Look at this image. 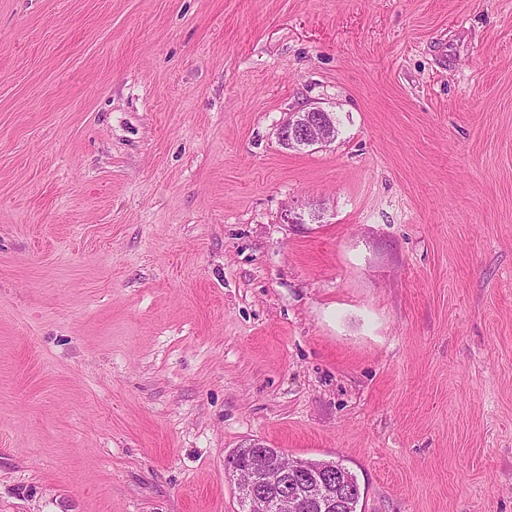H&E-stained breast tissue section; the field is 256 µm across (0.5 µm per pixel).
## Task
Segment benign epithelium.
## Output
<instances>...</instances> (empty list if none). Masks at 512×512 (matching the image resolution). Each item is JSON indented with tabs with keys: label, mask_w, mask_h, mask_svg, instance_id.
<instances>
[{
	"label": "benign epithelium",
	"mask_w": 512,
	"mask_h": 512,
	"mask_svg": "<svg viewBox=\"0 0 512 512\" xmlns=\"http://www.w3.org/2000/svg\"><path fill=\"white\" fill-rule=\"evenodd\" d=\"M288 145L323 147L336 139L334 113L321 107L295 112L279 133ZM225 470L236 477L242 512H301L306 508L335 512L351 491L349 475L336 461L292 458L286 468L281 458L261 450L236 451L225 460Z\"/></svg>",
	"instance_id": "obj_1"
}]
</instances>
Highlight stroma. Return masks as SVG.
Returning <instances> with one entry per match:
<instances>
[{"label": "stroma", "mask_w": 512, "mask_h": 512, "mask_svg": "<svg viewBox=\"0 0 512 512\" xmlns=\"http://www.w3.org/2000/svg\"><path fill=\"white\" fill-rule=\"evenodd\" d=\"M254 442L512 512V0H0V512H240ZM279 138L288 142L289 147L282 144L287 148L326 146L336 139L334 113L321 107H311L304 112H295L288 120V124L281 128Z\"/></svg>", "instance_id": "1"}]
</instances>
